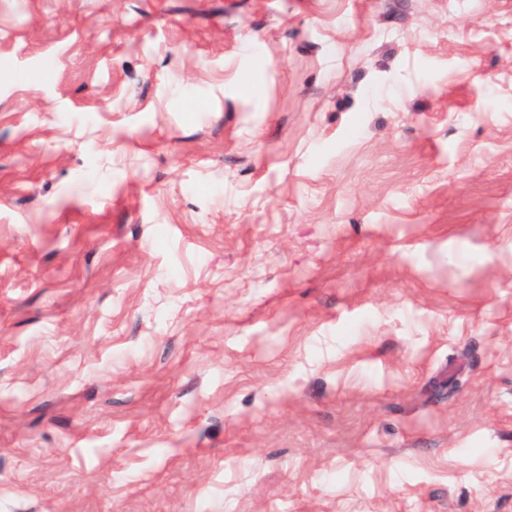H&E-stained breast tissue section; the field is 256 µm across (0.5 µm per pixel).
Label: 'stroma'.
<instances>
[{
    "label": "stroma",
    "mask_w": 512,
    "mask_h": 512,
    "mask_svg": "<svg viewBox=\"0 0 512 512\" xmlns=\"http://www.w3.org/2000/svg\"><path fill=\"white\" fill-rule=\"evenodd\" d=\"M0 512H512V0H0Z\"/></svg>",
    "instance_id": "stroma-1"
}]
</instances>
